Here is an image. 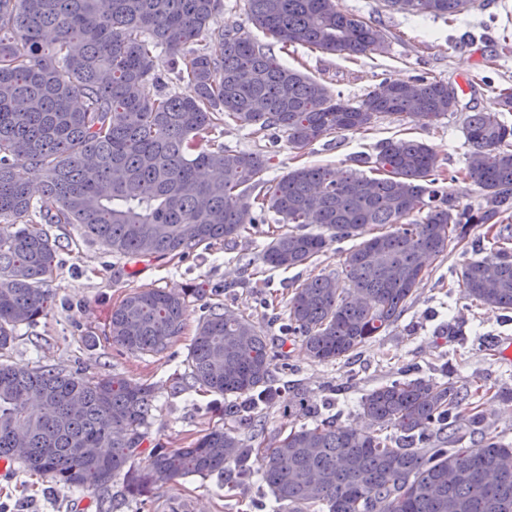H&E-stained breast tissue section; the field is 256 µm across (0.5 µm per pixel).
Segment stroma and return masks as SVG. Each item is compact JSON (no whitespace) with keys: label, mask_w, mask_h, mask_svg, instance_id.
<instances>
[{"label":"stroma","mask_w":512,"mask_h":512,"mask_svg":"<svg viewBox=\"0 0 512 512\" xmlns=\"http://www.w3.org/2000/svg\"><path fill=\"white\" fill-rule=\"evenodd\" d=\"M341 11L387 32L386 48L349 58L296 48L279 54V61L322 80L351 101H359L380 83L425 76L457 88L454 112L426 125L391 117L376 120L366 132H345L311 145L305 154L291 149L285 137L270 140L252 128L225 127L223 142L232 150L270 154L273 166L267 181H275L297 166H349L351 158L373 153L387 139L412 138L429 145L444 169L463 168L467 147L463 122L468 112L496 109L490 84H512V53L501 50L504 29L512 30V0H472L456 22L434 15H411L389 9L385 0H336ZM274 215H265L252 237L227 246L200 245L184 258L130 259L83 237L74 224H49L58 265L50 286L54 293L47 317L20 326L0 360L19 367L60 366L85 378L117 374L151 384L155 401L142 450L155 442L172 448L186 446L220 421L213 394L182 390L178 377L198 323L208 306L219 305L250 316L267 338L283 344L287 353L279 373L282 384L303 389L323 416H335L354 426L361 420V396L396 379L436 374L442 364L455 367L456 387L472 391L485 384L497 392L512 391V358L503 354L512 345V311L494 310L465 299L456 271L469 258L484 256L486 228L474 225L467 238L448 246L442 260L424 275L397 323L382 336L332 365L311 360L299 343L286 340L287 304L294 282L339 270L352 243H331L303 265L273 269L263 264L268 228ZM267 285L252 286V274ZM205 288L203 300L191 302L185 329L173 347L161 355H132L113 346L107 334L110 310L136 288H163L179 293ZM174 490L194 500L196 512H270L272 498L259 484L227 489L223 480L189 476ZM164 492L141 501L127 496L122 478L101 489L64 490L50 479L20 466L0 463V512H165Z\"/></svg>","instance_id":"35a3bbf8"}]
</instances>
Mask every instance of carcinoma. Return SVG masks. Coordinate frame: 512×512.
Returning <instances> with one entry per match:
<instances>
[{"label":"carcinoma","instance_id":"cac0c4a2","mask_svg":"<svg viewBox=\"0 0 512 512\" xmlns=\"http://www.w3.org/2000/svg\"><path fill=\"white\" fill-rule=\"evenodd\" d=\"M246 2L268 41L209 30L221 0H0V350L18 326L48 313L58 247L40 224H76L134 259L183 257L205 242L252 235L257 208L279 224L318 228L267 244L263 263L284 269L357 239L340 271L299 283L288 299L285 334L319 363L349 357L397 322L428 268L474 224L488 225L491 247L461 265L465 295L512 310V85L492 88L500 110L465 117L468 152L455 172L441 170L422 141L387 139L370 158L376 177L303 165L264 190L260 174L272 157L224 147L228 121L282 132L302 152L381 116L432 123L458 100L447 84L419 78L409 95L387 82L354 104L281 64L273 46L364 56L386 41L382 27L335 0ZM469 4L417 0L414 13L451 18ZM159 49L195 97L164 91ZM20 168L39 180V197ZM460 175L481 188L478 208L448 192ZM202 296L201 288L133 290L112 307V344L130 354L168 350L188 298ZM285 358L254 321L209 307L181 380L185 390L224 399L216 410L233 425L184 448L157 442L141 466L149 385L0 362V460L68 490L122 475L134 498L216 474L230 489L265 485L273 512H512V444L490 430L479 392L462 393L446 372L395 380L362 395L365 426L356 428L322 416L295 388L288 402L310 422L267 433L257 423L282 396L276 369ZM242 426L257 428L262 447Z\"/></svg>","mask_w":512,"mask_h":512}]
</instances>
